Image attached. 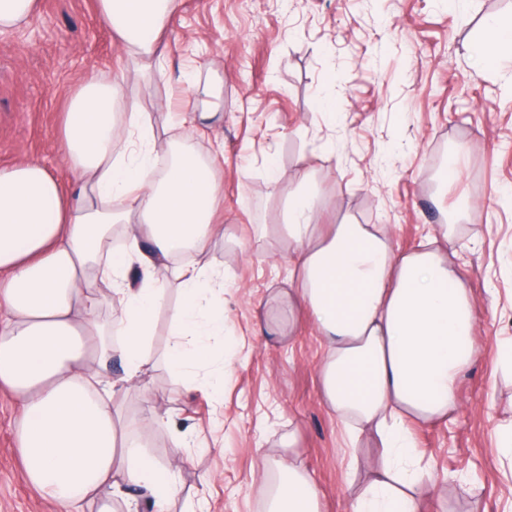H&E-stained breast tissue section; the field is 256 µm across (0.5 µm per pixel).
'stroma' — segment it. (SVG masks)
<instances>
[{
    "mask_svg": "<svg viewBox=\"0 0 512 512\" xmlns=\"http://www.w3.org/2000/svg\"><path fill=\"white\" fill-rule=\"evenodd\" d=\"M510 15L512 0H181L162 68L147 75L101 24L97 0H39L27 25L0 34V165L37 157L70 182L57 141L68 98L90 72L123 75L160 139L188 134L200 153L220 156V209L235 238L216 240L209 257L227 270L224 339L243 353L219 403L159 362L143 377L165 415L147 450L183 458L182 496L205 492L213 512H263L252 479L292 433L325 512H345L379 453L368 434L348 447L322 403L312 325L284 342L257 334L261 302L288 275L281 208L305 167L323 223L388 225L400 251L441 235L447 212L459 211L480 359L447 421L412 429L434 478L422 487L423 512H512V457L496 440L512 421V375L501 367L512 348V65L482 69L472 57L486 20ZM188 97L220 121L189 129ZM324 100L333 111L320 110ZM459 146L466 155L438 187ZM19 413L0 393V512H57L25 481L12 433ZM192 427L204 448L191 453L174 436Z\"/></svg>",
    "mask_w": 512,
    "mask_h": 512,
    "instance_id": "35a3bbf8",
    "label": "stroma"
}]
</instances>
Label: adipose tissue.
Returning <instances> with one entry per match:
<instances>
[{"instance_id":"1","label":"adipose tissue","mask_w":512,"mask_h":512,"mask_svg":"<svg viewBox=\"0 0 512 512\" xmlns=\"http://www.w3.org/2000/svg\"><path fill=\"white\" fill-rule=\"evenodd\" d=\"M126 55L153 69L156 43L180 0H97ZM481 65L512 58V18L488 22L475 47ZM59 147L72 174L63 185L38 160L0 166V389L20 407L13 424L27 482L59 512H169L182 459L146 451L154 427L121 432L123 400L141 392L154 362L160 307L170 315L165 364L221 395L233 352L224 333V271L207 259L224 233L215 220L222 187L215 158L188 140L158 142L149 113L122 84L86 74L71 95ZM168 157L157 170V153ZM282 227L288 280L267 302L261 333L281 341L312 322L324 348L319 395L347 430L384 448L350 512H419L416 451L407 425L446 420L462 376L479 360L474 302L456 248L394 249L387 226L319 221L321 197L299 170ZM124 242L113 249L112 232ZM194 262L177 265L181 252ZM179 295L166 304L168 281ZM111 286L109 296L99 283ZM113 306L100 324L101 305ZM120 376H112V362ZM275 460L276 485L255 481L267 512H322V491L290 451Z\"/></svg>"}]
</instances>
